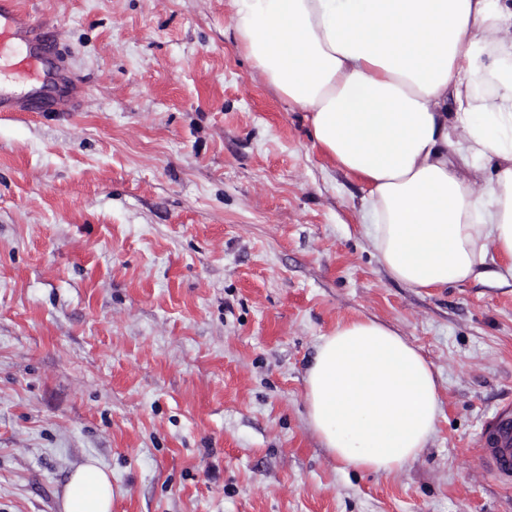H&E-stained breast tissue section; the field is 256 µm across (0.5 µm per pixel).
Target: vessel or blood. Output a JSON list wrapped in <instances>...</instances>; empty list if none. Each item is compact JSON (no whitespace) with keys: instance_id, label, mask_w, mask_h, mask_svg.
<instances>
[{"instance_id":"1","label":"vessel or blood","mask_w":512,"mask_h":512,"mask_svg":"<svg viewBox=\"0 0 512 512\" xmlns=\"http://www.w3.org/2000/svg\"><path fill=\"white\" fill-rule=\"evenodd\" d=\"M60 35L51 25L23 15L16 0H0V56L13 55L0 70V112H68L78 99L77 82L63 65ZM480 459L504 484H512V407L484 425Z\"/></svg>"}]
</instances>
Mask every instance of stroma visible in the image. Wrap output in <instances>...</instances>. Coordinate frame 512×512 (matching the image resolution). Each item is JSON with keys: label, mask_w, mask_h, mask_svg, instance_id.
Here are the masks:
<instances>
[{"label": "stroma", "mask_w": 512, "mask_h": 512, "mask_svg": "<svg viewBox=\"0 0 512 512\" xmlns=\"http://www.w3.org/2000/svg\"><path fill=\"white\" fill-rule=\"evenodd\" d=\"M59 29L73 112H0V512H512L478 455L512 401V280L392 279L364 183L236 46L231 0H19ZM368 317L432 366L442 414L388 474L309 425L321 336ZM61 509L62 512H111L109 474L93 461L77 467L65 485Z\"/></svg>", "instance_id": "35a3bbf8"}]
</instances>
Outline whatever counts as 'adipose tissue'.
Segmentation results:
<instances>
[{
	"instance_id": "ef3b65f1",
	"label": "adipose tissue",
	"mask_w": 512,
	"mask_h": 512,
	"mask_svg": "<svg viewBox=\"0 0 512 512\" xmlns=\"http://www.w3.org/2000/svg\"><path fill=\"white\" fill-rule=\"evenodd\" d=\"M231 2L238 48L366 184L361 212L393 279L463 283L492 253L512 279V0ZM305 389L309 423L346 471L401 469L441 416L431 366L370 318L322 337ZM61 509L111 512L109 474L77 467Z\"/></svg>"
}]
</instances>
